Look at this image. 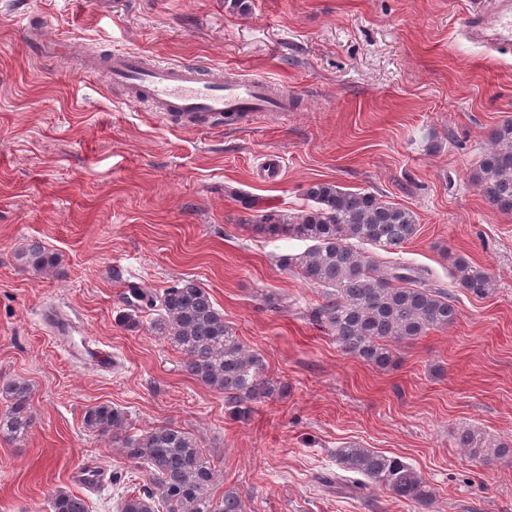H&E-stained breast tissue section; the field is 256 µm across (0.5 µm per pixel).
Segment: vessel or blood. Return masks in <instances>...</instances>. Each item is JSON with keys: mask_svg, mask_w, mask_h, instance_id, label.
Instances as JSON below:
<instances>
[{"mask_svg": "<svg viewBox=\"0 0 512 512\" xmlns=\"http://www.w3.org/2000/svg\"><path fill=\"white\" fill-rule=\"evenodd\" d=\"M472 39L512 49V0H491L488 7L472 13L468 20ZM106 71L113 82L127 85L133 101L146 105L160 120L187 119L207 124L224 114L287 111V95L272 97L269 80L255 78H214L197 65L145 61L140 52L127 50L104 57L91 65L90 73Z\"/></svg>", "mask_w": 512, "mask_h": 512, "instance_id": "1", "label": "vessel or blood"}]
</instances>
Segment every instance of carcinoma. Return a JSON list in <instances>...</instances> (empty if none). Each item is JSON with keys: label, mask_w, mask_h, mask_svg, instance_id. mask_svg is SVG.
Wrapping results in <instances>:
<instances>
[{"label": "carcinoma", "mask_w": 512, "mask_h": 512, "mask_svg": "<svg viewBox=\"0 0 512 512\" xmlns=\"http://www.w3.org/2000/svg\"><path fill=\"white\" fill-rule=\"evenodd\" d=\"M472 181L491 206L512 213V119L492 130L490 148ZM305 196L310 205L300 214H265L255 228L309 242L303 252L283 256L282 263L323 291L325 302L312 317L346 353L384 370L394 360L390 341L415 340L456 321L454 299L430 269L409 262L380 267L362 251L364 245L403 248L418 232L411 210L330 182L311 184ZM19 261L35 271L58 266L57 256L38 243ZM450 277L454 287L475 297L494 291L491 276L463 255L453 259ZM151 330L183 355L185 373L224 395L228 414L238 422L249 418L253 405L288 396V385L267 375L263 359L246 347L209 292L192 279L164 290L162 313ZM0 391L10 402L0 414V435L21 439L33 422L31 390L15 382ZM84 424L110 437L126 460L146 473L145 484L120 499L118 512H244L236 488L215 497L220 470L196 436L170 423L131 434L128 415L112 404L86 411ZM458 443L469 457L485 463L512 454V448L471 429L461 430ZM336 457L343 471L362 477L352 482L354 490L383 489L400 502L432 512L433 488L403 457L351 442L337 449ZM48 507L49 512H89L83 497L63 490L51 495Z\"/></svg>", "instance_id": "1"}]
</instances>
